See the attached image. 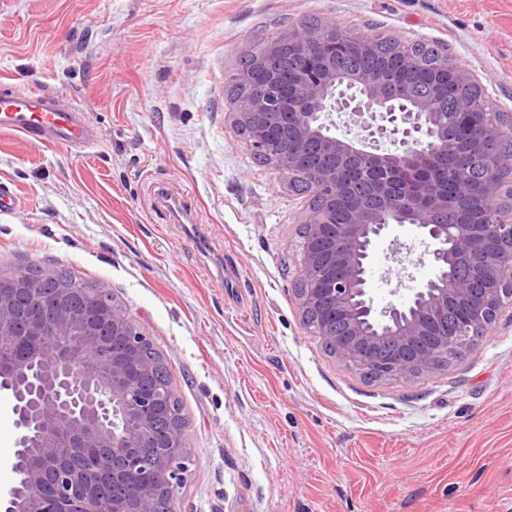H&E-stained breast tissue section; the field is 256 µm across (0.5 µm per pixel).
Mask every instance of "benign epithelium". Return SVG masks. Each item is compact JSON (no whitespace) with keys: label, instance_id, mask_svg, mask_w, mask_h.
Masks as SVG:
<instances>
[{"label":"benign epithelium","instance_id":"7a95c632","mask_svg":"<svg viewBox=\"0 0 512 512\" xmlns=\"http://www.w3.org/2000/svg\"><path fill=\"white\" fill-rule=\"evenodd\" d=\"M294 27L241 73L250 86L232 113L254 153L288 133L297 149L273 155L288 180L315 173L300 224L307 229L294 289L300 320L349 370L376 381L412 383L447 368L490 333L512 304V155L485 184L493 220L450 224L453 205L426 161L448 152V122L428 98L400 102L394 90L415 68L400 41V67L344 74L347 59L373 42H329L322 30ZM285 46L301 53L292 94L270 65ZM353 131L332 132L333 113ZM512 114L479 122L461 106L458 129L480 124L488 142L512 141ZM390 147L383 149L380 144ZM352 171L342 218L329 219ZM393 224L416 226L432 246L433 275L406 303L379 310L371 296L373 244ZM58 275L21 268L0 273V393L13 400L19 430L17 479L0 512H176L186 479L187 431L162 363L123 307L99 288L47 287Z\"/></svg>","mask_w":512,"mask_h":512}]
</instances>
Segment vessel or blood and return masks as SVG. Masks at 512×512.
Wrapping results in <instances>:
<instances>
[{
    "label": "vessel or blood",
    "mask_w": 512,
    "mask_h": 512,
    "mask_svg": "<svg viewBox=\"0 0 512 512\" xmlns=\"http://www.w3.org/2000/svg\"><path fill=\"white\" fill-rule=\"evenodd\" d=\"M78 101L60 106L35 89L0 95V131L67 149L86 147L94 138Z\"/></svg>",
    "instance_id": "1"
}]
</instances>
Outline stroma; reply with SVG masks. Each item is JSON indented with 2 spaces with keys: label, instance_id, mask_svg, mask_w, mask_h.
<instances>
[{
  "label": "stroma",
  "instance_id": "obj_1",
  "mask_svg": "<svg viewBox=\"0 0 512 512\" xmlns=\"http://www.w3.org/2000/svg\"><path fill=\"white\" fill-rule=\"evenodd\" d=\"M317 18L448 48L512 113V0H0V91L80 101V150L0 132V271L71 270L161 353L188 422L177 512H512V307L463 359L371 382L302 326L309 197L258 163L225 79ZM416 226L372 256L376 306L432 275ZM19 431L0 393V494Z\"/></svg>",
  "mask_w": 512,
  "mask_h": 512
}]
</instances>
